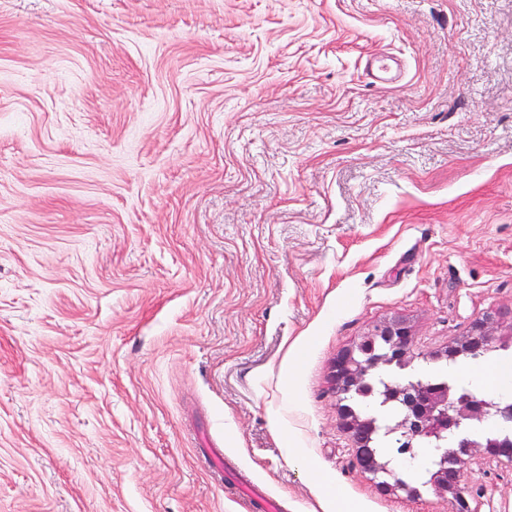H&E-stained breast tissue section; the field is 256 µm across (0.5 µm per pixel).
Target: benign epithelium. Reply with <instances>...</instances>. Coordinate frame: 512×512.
<instances>
[{
	"instance_id": "1",
	"label": "benign epithelium",
	"mask_w": 512,
	"mask_h": 512,
	"mask_svg": "<svg viewBox=\"0 0 512 512\" xmlns=\"http://www.w3.org/2000/svg\"><path fill=\"white\" fill-rule=\"evenodd\" d=\"M413 325L408 317L395 313L373 325L363 336L338 353L329 374L339 402L342 428L351 438L359 467L374 481L384 495L409 488L398 481L390 460L373 447L374 436L381 430L402 433L406 451L413 441L425 439L435 446L438 466L431 477L434 492L453 501L456 512H475L471 507L469 487L465 482V456L478 449L489 462L512 463V442L490 440L475 442L468 433L467 424L475 419L495 418L504 431L512 430V406L496 404L477 396L450 394L448 387H433L422 380H408L388 387L385 396L401 406L399 419L381 427L374 419H364L347 410L348 395L368 386L370 376L382 365H405L413 358ZM493 343H512V309H494L483 312L472 323L466 336L448 342V347L437 357L454 361L461 356H479ZM453 438L462 453L448 455L442 444Z\"/></svg>"
}]
</instances>
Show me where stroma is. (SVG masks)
I'll return each instance as SVG.
<instances>
[{
  "instance_id": "35a3bbf8",
  "label": "stroma",
  "mask_w": 512,
  "mask_h": 512,
  "mask_svg": "<svg viewBox=\"0 0 512 512\" xmlns=\"http://www.w3.org/2000/svg\"><path fill=\"white\" fill-rule=\"evenodd\" d=\"M510 307L512 0H0V512H240L211 448L288 512H454L361 472L330 365Z\"/></svg>"
}]
</instances>
